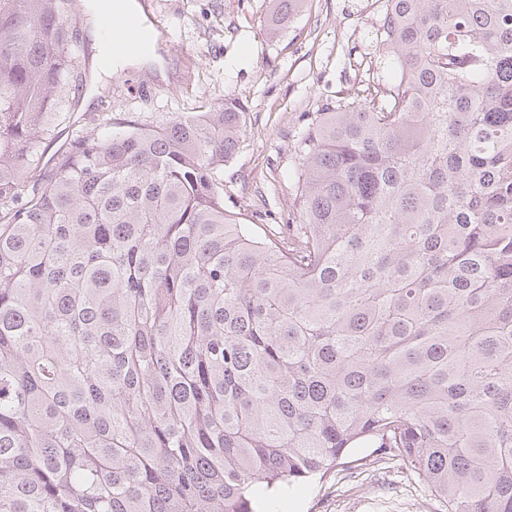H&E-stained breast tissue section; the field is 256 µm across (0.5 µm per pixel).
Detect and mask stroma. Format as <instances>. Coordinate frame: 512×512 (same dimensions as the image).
<instances>
[{
    "instance_id": "stroma-1",
    "label": "stroma",
    "mask_w": 512,
    "mask_h": 512,
    "mask_svg": "<svg viewBox=\"0 0 512 512\" xmlns=\"http://www.w3.org/2000/svg\"><path fill=\"white\" fill-rule=\"evenodd\" d=\"M167 40L169 82L147 72L109 80L96 110L149 128L172 114L195 115L227 98L248 110L247 132L226 164L224 205L242 214L255 231H269L295 211L293 173L297 140L308 117L322 104L353 100L366 84L386 79L377 60L376 35L384 0H307L290 27L268 26L269 0H149ZM83 90H70L39 151L50 157L65 148L77 124L92 123L80 109ZM95 110V111H96ZM426 484L387 463L359 478L344 467L322 480L272 492L255 512H434Z\"/></svg>"
}]
</instances>
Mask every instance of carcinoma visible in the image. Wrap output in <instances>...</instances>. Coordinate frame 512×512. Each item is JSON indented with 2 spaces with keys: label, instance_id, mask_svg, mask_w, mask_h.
I'll return each mask as SVG.
<instances>
[{
  "label": "carcinoma",
  "instance_id": "obj_1",
  "mask_svg": "<svg viewBox=\"0 0 512 512\" xmlns=\"http://www.w3.org/2000/svg\"><path fill=\"white\" fill-rule=\"evenodd\" d=\"M69 10L0 0V512H253L363 441L436 512H512V0H385L390 82L308 119L262 236L233 98L40 164Z\"/></svg>",
  "mask_w": 512,
  "mask_h": 512
}]
</instances>
